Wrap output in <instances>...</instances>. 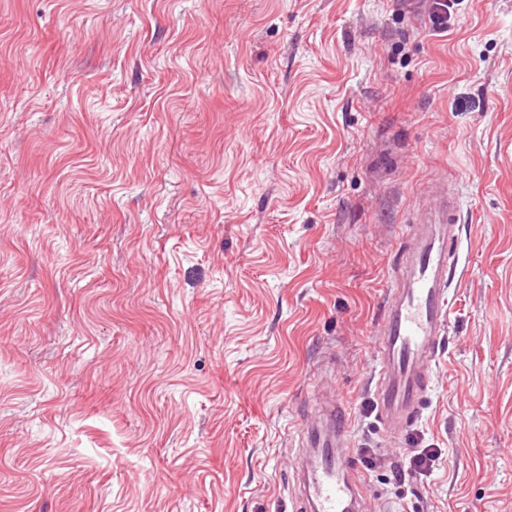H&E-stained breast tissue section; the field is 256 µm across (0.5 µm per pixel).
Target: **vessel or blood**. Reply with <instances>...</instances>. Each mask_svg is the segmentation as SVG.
<instances>
[{
  "mask_svg": "<svg viewBox=\"0 0 512 512\" xmlns=\"http://www.w3.org/2000/svg\"><path fill=\"white\" fill-rule=\"evenodd\" d=\"M435 196V208L404 225L406 245L384 295L373 396L376 420L389 436L421 416L431 365L450 327L457 201L444 188ZM351 445L350 413L341 404L328 403L320 418L305 425L295 512H360L364 484Z\"/></svg>",
  "mask_w": 512,
  "mask_h": 512,
  "instance_id": "obj_1",
  "label": "vessel or blood"
}]
</instances>
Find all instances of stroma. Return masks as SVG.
I'll return each mask as SVG.
<instances>
[{"instance_id": "1", "label": "stroma", "mask_w": 512, "mask_h": 512, "mask_svg": "<svg viewBox=\"0 0 512 512\" xmlns=\"http://www.w3.org/2000/svg\"><path fill=\"white\" fill-rule=\"evenodd\" d=\"M429 7L0 0V512H292L325 396L365 512H512V0ZM439 182L449 342L389 438L380 309ZM431 2L429 14L431 27L434 31H445L448 28V18L451 15L450 10L458 3L453 0H432ZM438 459L435 448H418L409 458V470L424 476L433 471L434 462Z\"/></svg>"}]
</instances>
